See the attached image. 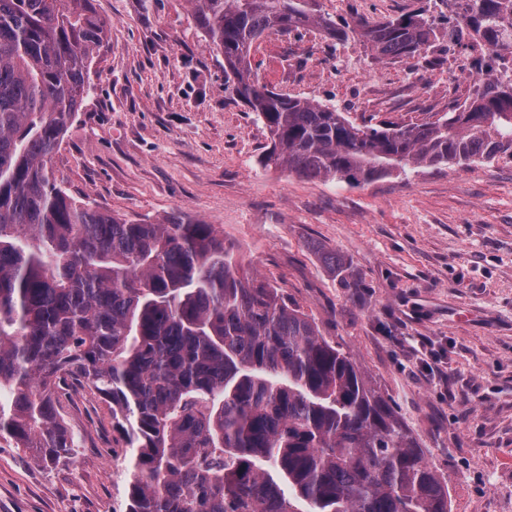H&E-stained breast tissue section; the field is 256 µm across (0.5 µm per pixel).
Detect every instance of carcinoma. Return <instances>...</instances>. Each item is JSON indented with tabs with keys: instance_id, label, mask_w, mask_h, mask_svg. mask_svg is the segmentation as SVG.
I'll list each match as a JSON object with an SVG mask.
<instances>
[{
	"instance_id": "1",
	"label": "carcinoma",
	"mask_w": 512,
	"mask_h": 512,
	"mask_svg": "<svg viewBox=\"0 0 512 512\" xmlns=\"http://www.w3.org/2000/svg\"><path fill=\"white\" fill-rule=\"evenodd\" d=\"M189 2L224 92L267 129L265 169L360 184L512 159V0H448L441 30L422 13L338 23L308 0ZM307 28L378 60L464 47L478 83L432 120L358 126L255 78L260 38ZM106 32L93 0H0V435L68 461L80 437L55 393L72 382L110 404L132 449L128 512H451L446 477L362 368L214 225L118 217L57 184ZM323 259L360 287L342 256Z\"/></svg>"
}]
</instances>
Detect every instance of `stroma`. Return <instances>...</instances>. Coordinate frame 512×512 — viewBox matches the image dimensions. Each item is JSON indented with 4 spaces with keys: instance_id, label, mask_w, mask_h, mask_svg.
<instances>
[{
    "instance_id": "1",
    "label": "stroma",
    "mask_w": 512,
    "mask_h": 512,
    "mask_svg": "<svg viewBox=\"0 0 512 512\" xmlns=\"http://www.w3.org/2000/svg\"><path fill=\"white\" fill-rule=\"evenodd\" d=\"M426 0H315L369 22ZM108 23L91 89L54 157L77 201L128 219L214 225L258 277L350 353L448 478L452 512H512V161L421 167L352 185L261 167L269 143L224 94V59L188 0H94ZM261 83L335 106L354 124L419 122L478 75L460 49L434 68L380 61L317 30L262 37ZM357 274L342 288L323 251ZM59 411L81 436L48 467L0 437V512H127L129 450L108 404L71 386Z\"/></svg>"
}]
</instances>
